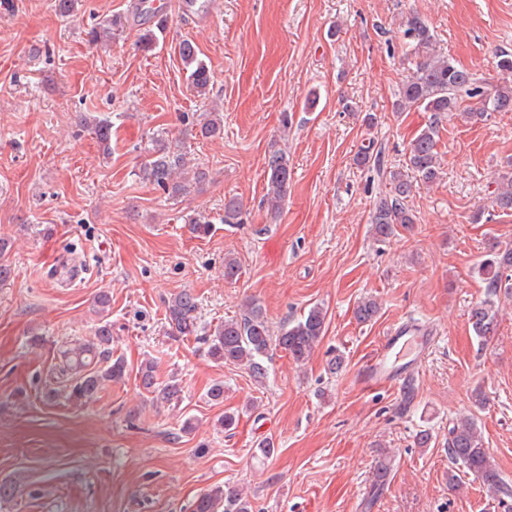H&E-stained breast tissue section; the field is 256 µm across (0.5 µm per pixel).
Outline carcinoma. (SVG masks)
Segmentation results:
<instances>
[{
	"mask_svg": "<svg viewBox=\"0 0 512 512\" xmlns=\"http://www.w3.org/2000/svg\"><path fill=\"white\" fill-rule=\"evenodd\" d=\"M402 39L407 54L416 57L414 67L402 80L398 98L394 103L397 112L413 109L428 114V120L412 140L408 152L410 173L390 170L384 163L382 149L370 143L361 148L354 163L376 174L385 181V191L379 193L371 211L370 223L375 234L387 238L399 224L416 223V214L410 205L413 188L417 184H433L440 176L437 146L441 128L447 115H460L470 120H481L489 112H512V53L502 51L496 62L497 75L488 77L467 69L453 59L435 53V38L428 22L418 14H410L401 23ZM178 52L185 68L190 70L188 79L199 94L206 93L211 80L207 65L198 57L194 43L186 40ZM80 123L91 127L104 150H109L110 124L98 121ZM224 134V117L219 112L210 113L202 125L205 138ZM186 164L185 154L164 139L155 141L147 159L139 169V176L175 197L186 190L175 180L176 174ZM267 195L271 213L277 215L288 195L292 173L286 151L271 149L266 159ZM491 207L503 213L512 212V172L500 174L491 191ZM241 201L232 196L224 198L223 222L239 224L242 220ZM477 273L484 283V297L470 310L469 324L480 342L488 344L498 335L501 296H512V247L493 246L477 266ZM197 298L183 290L167 304L166 319L172 332L178 336H193L198 332ZM379 311L376 300L366 298L355 308V317L361 323L372 321ZM327 311L320 305L311 306L300 318L272 331L261 305L253 303L241 318L224 320L206 337L209 355L217 362L245 367L254 381L267 377L265 361L275 348L284 350L297 364L306 363L326 332ZM58 369L45 381L43 394L50 400L62 399L80 407L96 397L109 382H119L126 375V364L121 358H112V324L99 325L93 338L77 341L58 352ZM157 366L146 360L138 368L140 386L151 394L157 403H171L182 392L174 380L162 383L156 375ZM448 482L455 483L460 475L455 467L473 476L490 493L512 497V485L498 472L484 447L481 432L475 419L462 417L448 430ZM192 512H254L250 496L238 487L227 484L216 486L201 494L194 502Z\"/></svg>",
	"mask_w": 512,
	"mask_h": 512,
	"instance_id": "carcinoma-1",
	"label": "carcinoma"
}]
</instances>
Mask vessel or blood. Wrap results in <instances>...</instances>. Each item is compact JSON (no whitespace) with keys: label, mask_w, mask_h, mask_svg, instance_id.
I'll list each match as a JSON object with an SVG mask.
<instances>
[{"label":"vessel or blood","mask_w":512,"mask_h":512,"mask_svg":"<svg viewBox=\"0 0 512 512\" xmlns=\"http://www.w3.org/2000/svg\"><path fill=\"white\" fill-rule=\"evenodd\" d=\"M213 12V0H182V15L195 22L210 21ZM431 343L429 328L410 321L397 323L364 364L363 380L373 385L400 383L407 377V368L423 359Z\"/></svg>","instance_id":"vessel-or-blood-1"}]
</instances>
